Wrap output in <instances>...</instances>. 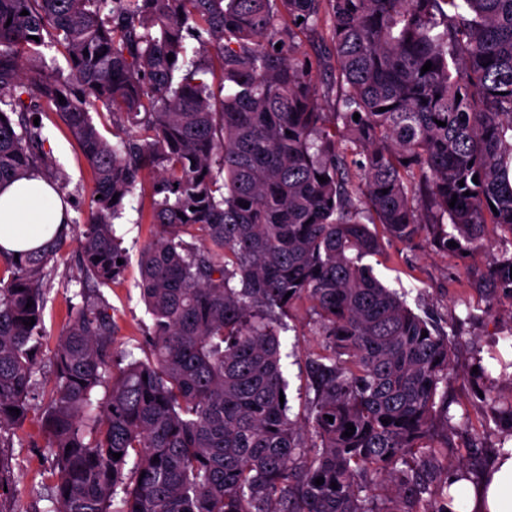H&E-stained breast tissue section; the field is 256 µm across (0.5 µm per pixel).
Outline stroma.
I'll use <instances>...</instances> for the list:
<instances>
[{
	"label": "stroma",
	"instance_id": "35a3bbf8",
	"mask_svg": "<svg viewBox=\"0 0 512 512\" xmlns=\"http://www.w3.org/2000/svg\"><path fill=\"white\" fill-rule=\"evenodd\" d=\"M44 149L66 174L64 195L71 218L84 221L96 191L95 180L80 146L53 112L41 113ZM155 180L143 171L128 196L121 218L115 220L116 234L127 251V263L118 283L104 289L117 325L115 346L132 348L151 330L153 322L141 299L139 283L141 250L153 238L150 223V193ZM79 230H72L61 250L46 269L52 281L45 315L46 339L38 356L40 375L52 377L50 358L69 315L70 297L81 276ZM497 258L495 249L473 255L436 252L420 239L410 243L389 242L384 255L372 258L378 277L387 286L405 293L409 306L420 316L436 319L456 335L462 348L448 376V406L452 421L447 437L433 435V442L447 440L448 453L439 457L438 476L466 467L479 478L489 458L512 434L493 419L486 391L512 396V300L499 297L486 282L488 268ZM290 329L281 341L282 371L288 382L289 402L301 409L305 401V360L318 349L315 316L309 303L296 304L289 313ZM40 421L30 415L13 438L7 454L13 470L0 496V512H47L53 494L50 464L42 456Z\"/></svg>",
	"mask_w": 512,
	"mask_h": 512
}]
</instances>
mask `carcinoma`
Listing matches in <instances>:
<instances>
[{"label": "carcinoma", "mask_w": 512, "mask_h": 512, "mask_svg": "<svg viewBox=\"0 0 512 512\" xmlns=\"http://www.w3.org/2000/svg\"><path fill=\"white\" fill-rule=\"evenodd\" d=\"M324 30L318 65L336 74L319 90L286 41ZM48 39L68 74L45 64ZM44 103L98 194L49 381L45 267L65 234L0 254V447L41 398L47 512H448L446 483L419 507L448 439L415 448L448 428L455 346L375 276L370 225L442 252L483 249L488 224L512 236V0H0V183L37 168L65 180L33 123ZM100 105L132 127L118 146L92 120ZM145 169L153 326L116 357L100 288L123 274L113 220ZM489 279L512 299L509 249ZM302 300L321 344L292 418L280 336ZM492 401L512 430V398Z\"/></svg>", "instance_id": "1"}]
</instances>
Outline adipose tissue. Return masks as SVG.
<instances>
[{
  "label": "adipose tissue",
  "mask_w": 512,
  "mask_h": 512,
  "mask_svg": "<svg viewBox=\"0 0 512 512\" xmlns=\"http://www.w3.org/2000/svg\"><path fill=\"white\" fill-rule=\"evenodd\" d=\"M66 206L49 180L24 178L0 189V248L22 253L49 241ZM448 512H512V454L495 456L479 481L453 486Z\"/></svg>",
  "instance_id": "obj_1"
}]
</instances>
